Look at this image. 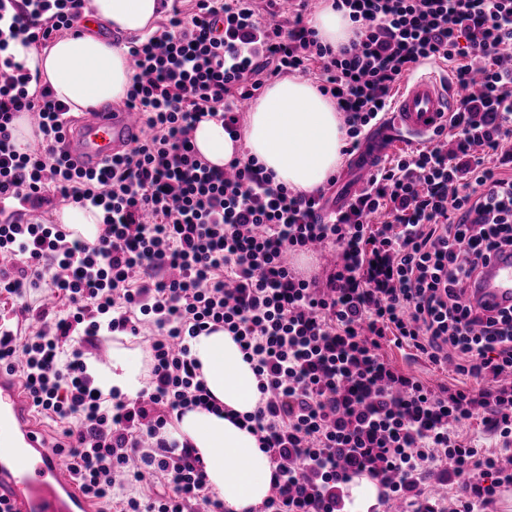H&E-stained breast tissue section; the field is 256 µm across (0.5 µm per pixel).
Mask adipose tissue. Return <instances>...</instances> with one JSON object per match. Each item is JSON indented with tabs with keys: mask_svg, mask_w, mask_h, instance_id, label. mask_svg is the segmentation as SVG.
<instances>
[{
	"mask_svg": "<svg viewBox=\"0 0 512 512\" xmlns=\"http://www.w3.org/2000/svg\"><path fill=\"white\" fill-rule=\"evenodd\" d=\"M96 18L122 33L150 32L159 17V0H90ZM320 39L331 46L349 43L355 30L348 15L323 0L311 19ZM13 53L31 76L49 83L56 97L72 111L121 100L132 68L126 47L89 35L59 38L47 50L14 45ZM199 155L209 165L224 167L235 155L248 153L278 182L311 192L326 183L342 162L346 137L333 98L314 83L288 77L276 81L254 103L243 142L232 141L220 121L206 120L192 133ZM191 355L212 397L223 408L216 415L201 407L185 410L170 429L172 438L188 444L202 459L208 485L224 500L226 512H255L269 495L272 464L254 434L226 418V411L253 413L259 379L233 336L224 330L190 341ZM87 372L103 393L133 399L146 386L143 354L114 344L112 362L87 360Z\"/></svg>",
	"mask_w": 512,
	"mask_h": 512,
	"instance_id": "obj_1",
	"label": "adipose tissue"
}]
</instances>
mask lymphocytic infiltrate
<instances>
[{"label": "lymphocytic infiltrate", "mask_w": 512, "mask_h": 512, "mask_svg": "<svg viewBox=\"0 0 512 512\" xmlns=\"http://www.w3.org/2000/svg\"><path fill=\"white\" fill-rule=\"evenodd\" d=\"M89 0H13L0 17V50L47 45L74 30ZM356 26L332 48L309 26L308 0L288 23L260 19L254 0H193L164 8L146 35L126 39L133 76L124 107L146 137L98 171L63 150L70 108L50 85L16 93L0 70V294L47 284L67 317L36 334L0 326V367L20 370L38 414L66 423L70 471L99 512H224L205 467L167 434L191 405L217 410L189 340L224 329L260 379L248 428L272 464L262 512H343L354 476L388 472L380 500L415 491L446 450L457 512H487L512 467L498 451L462 438L481 417L512 439V307L485 315L469 289L492 254L512 252V0H333ZM445 61L463 86H479L451 113L454 152L407 149L370 172L328 221L323 189L296 192L250 156L210 166L192 133L221 119L241 139L238 104L286 73L317 71L319 90L344 116V153L365 128L384 125L393 91L414 68ZM34 115L37 146L19 148L16 118ZM73 204L102 211L94 242L38 219ZM334 260L325 285L301 276L290 256L316 248ZM150 339V384L136 399L104 397L86 374L75 335L101 328ZM452 365L462 386L433 390L388 363L385 342ZM156 476L166 491L113 500L114 489Z\"/></svg>", "instance_id": "f902f5d3"}]
</instances>
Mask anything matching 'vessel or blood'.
<instances>
[{
  "label": "vessel or blood",
  "mask_w": 512,
  "mask_h": 512,
  "mask_svg": "<svg viewBox=\"0 0 512 512\" xmlns=\"http://www.w3.org/2000/svg\"><path fill=\"white\" fill-rule=\"evenodd\" d=\"M464 86L429 73L407 79L393 103L390 132L424 138L447 124ZM144 131L129 109H97L68 120L65 144L77 166L98 170L106 160L125 154ZM383 155L380 141L364 145L352 157L354 194ZM471 293L489 311L512 305V254L495 255ZM0 506L9 512H97L72 479L68 461L43 434L19 373L0 370Z\"/></svg>",
  "instance_id": "1"
}]
</instances>
